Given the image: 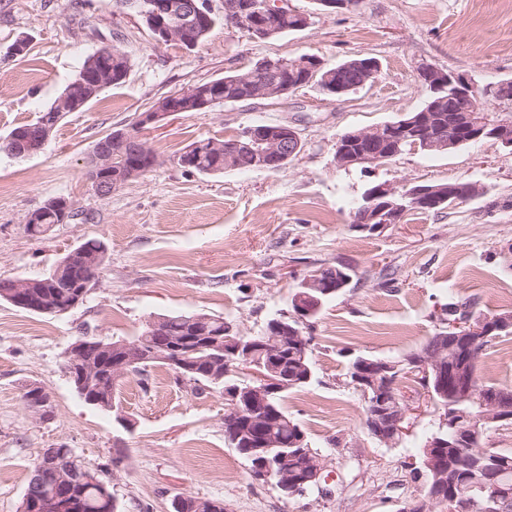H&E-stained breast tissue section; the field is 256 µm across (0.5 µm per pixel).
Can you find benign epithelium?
I'll list each match as a JSON object with an SVG mask.
<instances>
[{"mask_svg": "<svg viewBox=\"0 0 512 512\" xmlns=\"http://www.w3.org/2000/svg\"><path fill=\"white\" fill-rule=\"evenodd\" d=\"M134 7L157 34L156 40L160 43L179 41L190 43V30L208 27L212 8L209 0H137ZM288 0H252L245 4L242 0H224L225 24L242 30L253 39H267L274 34L269 19L281 14H292ZM420 79L435 88L448 89V99L463 100L472 97H481V105L475 112H464L459 120V127L472 131V139L479 140L481 136L492 138L504 147L512 146V123L507 120L492 118V113L503 111L500 105V89L504 83L479 84L472 76L466 73L447 72L433 64H426L419 70ZM223 86L218 85L212 90H200L195 87L185 91L168 95L157 102L154 108L141 114L137 126L142 128L148 124L157 123L175 112H200L211 108L220 102L218 94ZM418 119L409 118L397 124L380 125L369 130L349 132L336 138L334 156L336 164L342 168L355 165L374 164L380 159V150L387 143L392 142L400 146L405 141L416 138ZM52 124L42 121L34 126V130L24 133H13L7 140L11 144L15 141L27 142V148L22 156H32L43 149L50 138ZM131 144L142 161L132 164L124 171V175L117 177L113 182H105L98 177V173L112 166V154L107 142L97 144L86 165V174L95 192L104 193L114 191L122 181H131L145 174L143 163L154 162V153L143 143L138 135L131 130H122L114 133ZM365 141L374 147V151L363 154L356 148V144ZM301 139L296 128L281 124L277 127H250L243 134V139L224 148L226 160L232 161L238 154H247L252 157V164L260 169L278 170L284 163L292 158L299 150ZM426 196L425 203L432 206L441 204L442 195H430L424 187L408 188L385 181L371 191L362 195L358 201L357 217L355 223L358 229L374 233L386 224L398 222L401 211L407 209V204L419 196ZM34 282L19 280L14 282L11 302L25 310L44 313L67 312L80 303L86 301V290L78 292V296L61 310H52L44 306L43 297L33 290ZM330 287L329 282L316 273L308 277L301 285L303 291L299 293L296 304L300 312H311L310 303L316 301L311 295L313 291H320ZM464 315L452 322L440 319L448 324L446 332L441 337L452 343V349L465 353L473 349L476 337L482 333V325L472 322L465 308H460ZM163 318L156 317L148 322L150 334L155 336L152 343L151 357L157 361L166 362L181 370H193L188 356L194 351L193 338L169 336L161 328ZM285 337L282 335L268 336L262 341H255L250 336L237 333L233 336L227 334L223 337L213 336L206 340L211 350L207 357V369L215 373L217 369L224 368V353H229L243 362H250L258 353L267 355L263 370L254 372L258 385L246 384L244 387L228 385L224 388V410L228 413L241 411V405H246L252 421L261 423L266 420L264 405L267 397L274 391L286 387L284 376L278 368V355L284 349ZM95 348L112 357V372L115 377L128 372V369L138 359L139 346L130 345L121 340L119 342L105 343L89 336L79 337L66 353V368L69 372H76L85 376L95 371L93 363L86 360L88 349ZM446 360L444 352H439L434 358L415 359L403 370L398 366L384 360L364 361L355 370V382L362 384L365 399L368 402L367 413L370 417L371 436L383 442L390 443L406 434L410 428L409 409L395 394L399 387L400 377L411 376L416 372L425 375L430 373L439 377L437 385L438 395L443 396L448 391L446 374L441 372L442 362ZM463 385L460 392L468 398H474L478 405V413L468 417L469 425L465 428L453 422L449 425L448 437L467 441L469 443L479 438L480 424H489L504 420L497 410L495 399L480 395L473 397L472 382L469 377L462 378ZM33 412L41 419L52 416L53 406L49 393L45 390L39 392L38 402L32 404ZM255 451L264 457L263 475L268 481L281 488L288 495L297 493L300 485L308 481L319 480L323 464L320 459L314 458L307 462L309 475L304 479H292L288 474L291 456L281 450V444L266 437L256 442ZM38 471L49 472L54 480L55 487L65 491L76 481L71 472L58 464L56 449L43 452ZM43 512H79L74 501L63 502L61 498L53 495L38 501ZM407 512H477L478 502L471 499L461 501L458 496L444 493H431L426 498L406 505Z\"/></svg>", "mask_w": 512, "mask_h": 512, "instance_id": "1", "label": "benign epithelium"}]
</instances>
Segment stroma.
<instances>
[{
    "instance_id": "35a3bbf8",
    "label": "stroma",
    "mask_w": 512,
    "mask_h": 512,
    "mask_svg": "<svg viewBox=\"0 0 512 512\" xmlns=\"http://www.w3.org/2000/svg\"><path fill=\"white\" fill-rule=\"evenodd\" d=\"M311 15L301 31L259 41L217 23L193 47L157 43L116 0H0V138L50 106L97 49L121 44L132 67L82 112L65 114L44 149L15 158L0 151V277L49 273L72 249L99 241L105 262L86 301L62 314H36L0 300V512H18L44 449L69 448L112 473L120 512H173L174 497L223 501L224 512H400L423 497L421 455L435 419L423 389L400 388L416 408L394 444L372 438L365 400L346 380L348 354L398 357L439 329L448 303L475 312H512V150L485 140L443 153L408 150L365 169L338 167V135L370 129L417 110L428 91L417 68L429 63L488 84L512 77V5L502 0H356ZM27 37L26 56L9 48ZM319 57L333 67L353 55L380 63L375 82L334 98L310 83L275 102L220 104L178 112L140 132L159 163L107 196L86 177L97 142L134 126L158 99L245 70L263 57ZM256 123L288 124L302 149L279 170L188 171L192 143L229 139ZM469 181L482 197L438 211H407L369 234L350 213L369 184ZM73 217L40 238L25 217L52 197ZM349 268L350 283L314 320V377L286 393L285 410L324 465L318 486L286 497L251 476L224 442V394L192 392L165 366L120 383L117 412L87 404L65 372L81 331L131 341L161 314L223 316L257 336L292 309L300 284L320 268ZM483 382L512 386V336L480 363ZM51 396L39 419L23 394ZM120 464H113V457Z\"/></svg>"
}]
</instances>
